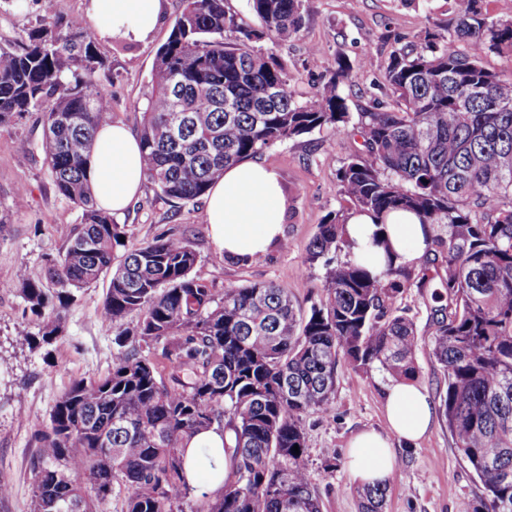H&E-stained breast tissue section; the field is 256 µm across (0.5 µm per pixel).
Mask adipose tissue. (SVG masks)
Here are the masks:
<instances>
[{"mask_svg":"<svg viewBox=\"0 0 512 512\" xmlns=\"http://www.w3.org/2000/svg\"><path fill=\"white\" fill-rule=\"evenodd\" d=\"M163 0H90L88 11L98 22L101 37L141 41L156 29ZM89 178L99 207L118 213L140 193L146 175L140 140L124 124L111 122L97 132L88 163ZM206 222L218 255L232 260L267 252L283 236L285 199L276 168L246 159L227 166L206 195ZM352 258L380 271L386 253L398 263L419 264L431 225L408 211L384 218L355 212L347 221ZM385 431L367 430L350 443L348 467L354 482H390L397 468L392 438L414 442L429 430L434 409L428 392L413 382L398 381L385 388ZM230 434L207 431L187 446L186 479L197 483L199 468H206L208 489H218L232 471Z\"/></svg>","mask_w":512,"mask_h":512,"instance_id":"obj_1","label":"adipose tissue"}]
</instances>
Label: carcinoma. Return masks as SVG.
I'll use <instances>...</instances> for the list:
<instances>
[{"label":"carcinoma","instance_id":"obj_1","mask_svg":"<svg viewBox=\"0 0 512 512\" xmlns=\"http://www.w3.org/2000/svg\"><path fill=\"white\" fill-rule=\"evenodd\" d=\"M41 2L42 24L25 45L0 42V127L45 114L46 161L82 222L44 278L18 271L13 288L39 324L16 342L55 341L72 291L108 275L101 320L115 348L107 376L73 382L56 402L33 463L31 512H62L72 499L82 512H107L116 484L127 490L121 512H184L193 491L186 443L208 430L233 434L232 478L190 512H322L303 417L329 414L341 357L370 378L417 377L415 323L397 305L412 285L446 289L434 293L430 338L447 380L442 412L484 489L459 512H512V80L481 63L512 52V22L486 17L479 0H456L443 43L391 57L385 82L398 108L353 123L342 56L303 104L275 55L252 46L295 38L302 0H248L259 29L224 0H183L156 51L140 130L147 181L163 197L198 200L224 167L316 129L363 138L337 174L350 208L320 224L308 248L305 270H324L323 298L304 313L273 282L215 297L193 275L196 253L182 237L125 249L124 228L97 205L87 172L94 135L112 121L95 79L104 61L81 19ZM227 31L236 43L224 42ZM353 210H407L433 226L417 273L390 258L377 274L333 260L350 248ZM157 347L159 360L150 356ZM357 494L361 512H383L386 488Z\"/></svg>","mask_w":512,"mask_h":512}]
</instances>
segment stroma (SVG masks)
Returning a JSON list of instances; mask_svg holds the SVG:
<instances>
[{"label":"stroma","mask_w":512,"mask_h":512,"mask_svg":"<svg viewBox=\"0 0 512 512\" xmlns=\"http://www.w3.org/2000/svg\"><path fill=\"white\" fill-rule=\"evenodd\" d=\"M182 10V0H164L162 20L154 33L136 43L97 40L105 66L97 78L112 94L113 118L139 132V110L151 92L155 54L166 42ZM304 25L286 42L259 41V49L273 51L284 65L290 88L300 102L313 99L329 79L337 54L352 64L341 91L351 115L392 109L396 98L384 81L391 56L425 35L443 38L454 18L453 0H303ZM42 22L39 0H0V40L25 43ZM318 48L320 66H313L310 48ZM44 117L29 112L0 128V482L9 487L0 497V512H31L34 480L32 463L40 446L39 434L49 422L59 397L72 382L97 380L112 368L113 335L100 312L108 278L76 291L52 344L16 346L18 335L38 331L37 321L25 313V303L11 286L17 269L44 274L48 259L66 247L64 229L81 222V211L60 195L42 150ZM32 144L30 152L17 148ZM362 144L361 138H339L331 129L278 143L264 159L281 178L287 213V247L241 263L219 256L205 222V202L163 198L145 184L126 210L115 215L125 231L127 248L158 236L189 241L196 253L194 275L215 296L225 289L254 282H275L287 288L293 302L309 311L322 298L321 270L305 271L309 243L326 216L345 207L337 180L339 168ZM25 189L23 205H16L18 189ZM428 288L411 287L399 297L416 325L415 351L418 382L433 403L440 405L446 391L443 372L435 362L429 340L434 330L435 304ZM385 384L356 372L339 361L330 415L310 413L302 428L309 451L312 482L323 512H360L358 486L347 462L349 442L360 431L385 427ZM400 466L388 484L383 512H458L461 501L476 499L484 490L455 447L443 413L414 445L394 441Z\"/></svg>","instance_id":"stroma-1"}]
</instances>
